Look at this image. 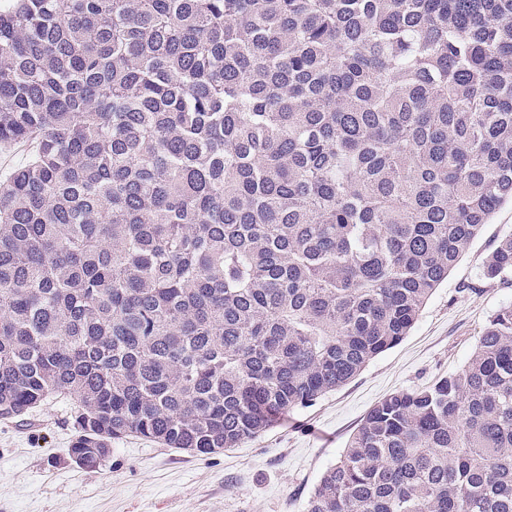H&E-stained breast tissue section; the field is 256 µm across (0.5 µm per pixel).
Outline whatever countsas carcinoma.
Segmentation results:
<instances>
[{
  "instance_id": "obj_1",
  "label": "carcinoma",
  "mask_w": 512,
  "mask_h": 512,
  "mask_svg": "<svg viewBox=\"0 0 512 512\" xmlns=\"http://www.w3.org/2000/svg\"><path fill=\"white\" fill-rule=\"evenodd\" d=\"M0 418L210 455L352 380L512 202V0L0 10ZM512 276V233L482 262ZM307 512H512V305L362 419ZM34 146L31 142L18 143L0 148V179L5 178L17 166L27 161Z\"/></svg>"
}]
</instances>
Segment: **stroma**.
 <instances>
[{"label": "stroma", "mask_w": 512, "mask_h": 512, "mask_svg": "<svg viewBox=\"0 0 512 512\" xmlns=\"http://www.w3.org/2000/svg\"><path fill=\"white\" fill-rule=\"evenodd\" d=\"M511 231L507 203L398 345L346 385L224 452L193 454L127 436L113 440L98 467L86 469L69 456L75 437L69 399L0 420V512H306L314 487L366 413L395 391L460 371L487 320L512 302V280L479 275L497 239Z\"/></svg>", "instance_id": "stroma-1"}]
</instances>
